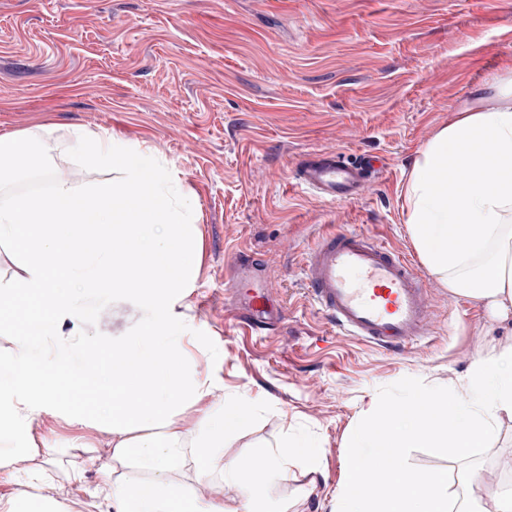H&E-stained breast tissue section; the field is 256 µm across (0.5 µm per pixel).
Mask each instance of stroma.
<instances>
[{"instance_id": "obj_1", "label": "stroma", "mask_w": 512, "mask_h": 512, "mask_svg": "<svg viewBox=\"0 0 512 512\" xmlns=\"http://www.w3.org/2000/svg\"><path fill=\"white\" fill-rule=\"evenodd\" d=\"M512 71V0H0V134H34L0 194L48 196L118 180L71 145L82 128L128 140L176 171L199 207L198 277L176 314L193 336L183 360L251 413L219 454L244 464L282 441L317 447L313 464L265 486L263 512H336L347 443L379 388L405 377L449 385L512 322L443 286L406 224L405 186L420 149ZM334 148L380 157L353 203L323 201L294 159ZM365 232L406 255L431 286L433 333L391 351L344 336L310 302L304 254L332 230ZM260 263L285 318L251 336L224 305L236 255ZM144 295L117 294L75 328L103 342L146 326ZM32 443L0 467V512L19 491L63 512H114L102 470L112 437L44 409ZM512 420L495 429L476 494L512 487ZM80 484H70L72 473Z\"/></svg>"}]
</instances>
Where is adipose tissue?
Returning a JSON list of instances; mask_svg holds the SVG:
<instances>
[{"instance_id": "adipose-tissue-1", "label": "adipose tissue", "mask_w": 512, "mask_h": 512, "mask_svg": "<svg viewBox=\"0 0 512 512\" xmlns=\"http://www.w3.org/2000/svg\"><path fill=\"white\" fill-rule=\"evenodd\" d=\"M494 90L491 105L466 110L420 150L405 188L406 222L430 274L506 321L512 319V77ZM73 144L93 162L119 167L122 178L88 197L62 181L45 202L0 197L1 242L43 235L41 246L22 256L21 276L0 288L1 309L18 298L43 300L35 337L0 355V441L25 448L32 420L52 405L66 418L112 434L106 486L115 512H262L265 484L289 467L313 462L317 450L285 443L248 465L221 463L212 454L223 447L225 431L245 426L250 414L208 406L213 385L181 361L187 327L173 309L180 289L193 287L198 277L195 201L175 194L174 177L139 145L82 130L74 132ZM69 247L79 251L80 261L52 273L43 255ZM146 288L155 291L147 304V331L112 344L59 336L74 312ZM104 354L112 357L103 368L112 382L111 416L62 402L55 384L35 377L61 368L94 380L88 361ZM188 408L196 415L184 432L177 417ZM188 459L195 466L191 484L175 476ZM130 460L147 471L146 480L132 484L118 476V467ZM215 478L235 485L238 497L199 496L196 484Z\"/></svg>"}]
</instances>
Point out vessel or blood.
Listing matches in <instances>:
<instances>
[{
	"mask_svg": "<svg viewBox=\"0 0 512 512\" xmlns=\"http://www.w3.org/2000/svg\"><path fill=\"white\" fill-rule=\"evenodd\" d=\"M375 170L372 160L351 163L340 151L318 150L298 160L295 180L321 200L354 202L363 198ZM303 274L313 303L343 335L399 347L431 333L428 285L409 258L366 233L325 234L309 250ZM233 287L243 326L270 329L275 310L267 285H253L241 269Z\"/></svg>",
	"mask_w": 512,
	"mask_h": 512,
	"instance_id": "obj_1",
	"label": "vessel or blood"
}]
</instances>
